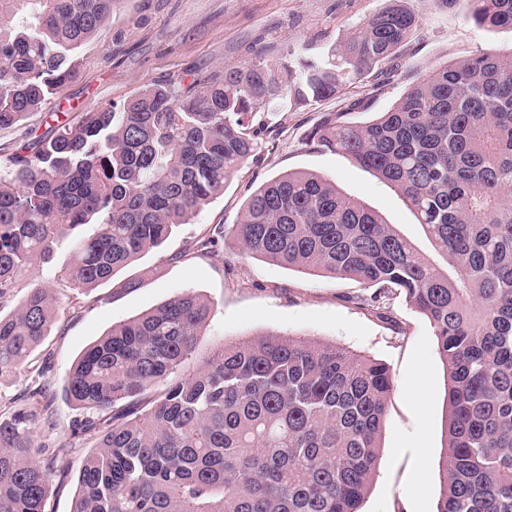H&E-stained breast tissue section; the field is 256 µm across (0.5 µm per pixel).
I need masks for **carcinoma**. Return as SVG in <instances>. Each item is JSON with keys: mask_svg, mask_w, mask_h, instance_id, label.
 Returning <instances> with one entry per match:
<instances>
[{"mask_svg": "<svg viewBox=\"0 0 512 512\" xmlns=\"http://www.w3.org/2000/svg\"><path fill=\"white\" fill-rule=\"evenodd\" d=\"M390 4L316 56L257 51L186 87L165 81L119 107L58 118L0 170V306L73 237L66 275L91 289L224 192L253 155L261 115L341 93L394 58L421 20ZM478 28L512 30V0H464ZM114 0H0V130L48 108ZM307 140L393 185L446 259L421 255L332 179L297 171L259 186L239 250L299 273L403 296L430 322L449 373L436 512H512V55L486 53L412 82L365 121L328 115ZM90 233L74 234L83 227ZM48 289L0 314V382L47 335ZM211 303L184 293L112 327L71 367L65 393L93 411L73 512H359L394 382L335 345L266 334L224 342L181 372ZM35 414L0 418V512H45L54 460Z\"/></svg>", "mask_w": 512, "mask_h": 512, "instance_id": "cac0c4a2", "label": "carcinoma"}]
</instances>
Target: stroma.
<instances>
[{
    "label": "stroma",
    "instance_id": "obj_1",
    "mask_svg": "<svg viewBox=\"0 0 512 512\" xmlns=\"http://www.w3.org/2000/svg\"><path fill=\"white\" fill-rule=\"evenodd\" d=\"M385 0H115L97 36L75 52L77 74L49 111L0 130V167L23 144L44 133L50 113L74 117L89 108L121 104L155 82L182 85L249 60L254 52L287 59L313 55L333 44ZM423 20L380 75L352 84L345 95L311 106L290 105L268 113L255 153L191 223L174 229L159 247L141 254L113 279L83 294L70 287L65 268L72 241L63 239L50 267L27 275L13 299L21 304L31 284L49 289L57 301L47 336L24 366L0 384V415L29 404L38 385L48 388L50 412L38 415L36 441L57 467L46 512H72L79 466L95 441L71 434L87 413L66 400L72 362L113 325L138 316L182 293L207 298L210 319L192 357L200 363L227 340L262 334L301 337L333 344L384 363L394 380L371 488L360 512H435L437 461L445 441L447 372L433 329L404 298L390 304L389 319L354 304L370 289L351 280L300 274L259 257L239 254L231 230L252 192L274 177L313 172L336 180L341 191L378 212L428 257L436 252L398 191L348 156L320 149L307 132L325 112H349L353 100L369 97L371 112L386 111L410 82L476 53H512V31L475 27L463 0L447 7L425 0ZM351 120H363L349 112ZM223 225V244L197 251L214 225Z\"/></svg>",
    "mask_w": 512,
    "mask_h": 512
}]
</instances>
